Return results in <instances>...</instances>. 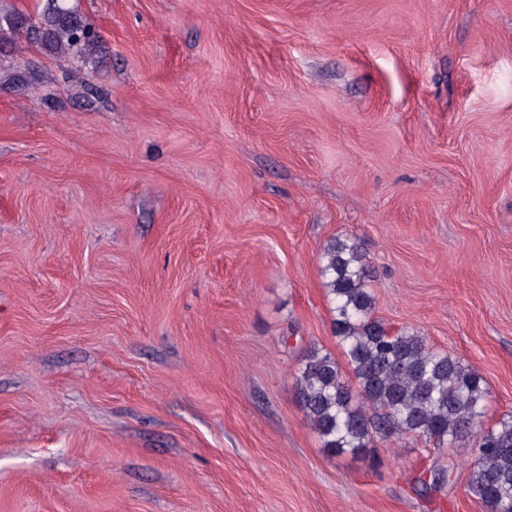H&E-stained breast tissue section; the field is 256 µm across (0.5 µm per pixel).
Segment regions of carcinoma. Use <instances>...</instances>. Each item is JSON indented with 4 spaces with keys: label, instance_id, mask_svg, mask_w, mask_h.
Segmentation results:
<instances>
[{
    "label": "carcinoma",
    "instance_id": "obj_1",
    "mask_svg": "<svg viewBox=\"0 0 512 512\" xmlns=\"http://www.w3.org/2000/svg\"><path fill=\"white\" fill-rule=\"evenodd\" d=\"M78 11V0H44L33 14L0 0V48L14 52L24 39L60 61L94 65L101 35ZM322 259L334 334L356 382L351 386L331 354L313 349L305 356L297 397L322 448L333 456L360 453L374 438L395 435L423 438L437 449L469 440L477 448L469 492L487 512H509L512 419L482 427L488 395L482 377L419 334H394L374 317L370 270L357 241L330 240Z\"/></svg>",
    "mask_w": 512,
    "mask_h": 512
}]
</instances>
